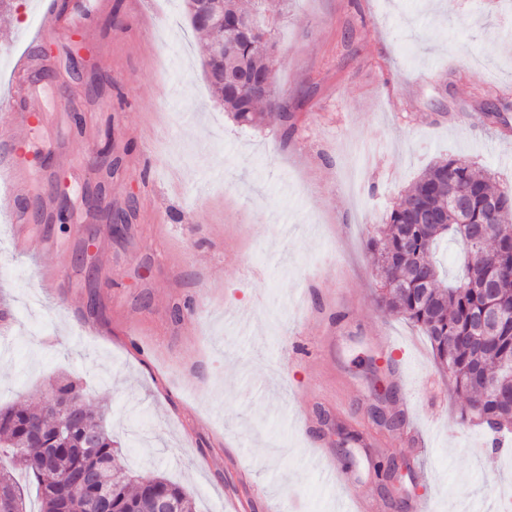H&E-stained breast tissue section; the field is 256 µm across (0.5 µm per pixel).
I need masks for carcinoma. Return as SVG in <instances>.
Masks as SVG:
<instances>
[{
	"mask_svg": "<svg viewBox=\"0 0 512 512\" xmlns=\"http://www.w3.org/2000/svg\"><path fill=\"white\" fill-rule=\"evenodd\" d=\"M186 7L192 26L208 38L204 67L214 96L224 103L235 123L252 127L264 112L285 110L275 87L268 94L252 82L273 68L276 43L263 28L242 32L238 23L253 10H267L269 0H254L247 9L224 0V18L203 21L192 0ZM500 190L467 162L448 156L415 180L388 216L381 235L370 242L382 272L376 303L395 310L428 337L439 370L450 372L464 398L462 419L501 431L512 428V331L476 338V320L494 304L512 324V265L504 245L512 241V209L489 210L484 201ZM465 202L461 212L448 207V196ZM463 247L462 275L452 286L433 255L440 241ZM48 398L73 407L63 421L45 407L24 403L0 406V493L12 497L18 512H27L25 497L13 469L26 471L40 497L38 512H97L101 490L110 496L112 512H156L157 500L171 501L177 512H193L189 492L163 475L138 479L114 447L105 413L86 405L84 388L72 376L51 385ZM96 446L85 447L88 436Z\"/></svg>",
	"mask_w": 512,
	"mask_h": 512,
	"instance_id": "cac0c4a2",
	"label": "carcinoma"
}]
</instances>
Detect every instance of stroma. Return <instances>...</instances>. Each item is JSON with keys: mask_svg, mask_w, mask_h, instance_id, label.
Masks as SVG:
<instances>
[{"mask_svg": "<svg viewBox=\"0 0 512 512\" xmlns=\"http://www.w3.org/2000/svg\"><path fill=\"white\" fill-rule=\"evenodd\" d=\"M66 2L0 15V137L18 136L32 171L22 206L55 215L14 250L0 183V405H41L55 378L79 377L127 465L185 486L195 512H353L325 476L341 430L358 436L346 470L382 512H480L486 481L512 489V436L495 447L463 422L427 338L377 308L368 249L440 158L512 187V13L288 0L267 15L288 114L243 128L210 95L182 0H108L87 34L35 38ZM23 55L48 119L16 132ZM488 100L499 124L481 118ZM378 377L403 428L372 419ZM387 459L399 481L378 476Z\"/></svg>", "mask_w": 512, "mask_h": 512, "instance_id": "stroma-1", "label": "stroma"}]
</instances>
